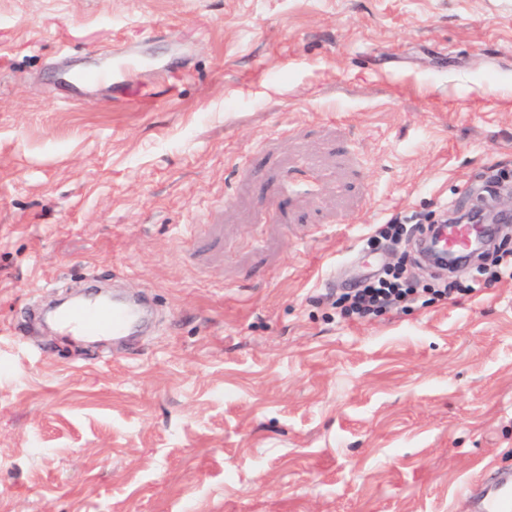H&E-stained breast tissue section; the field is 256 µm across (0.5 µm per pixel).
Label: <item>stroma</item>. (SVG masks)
Listing matches in <instances>:
<instances>
[{
  "label": "stroma",
  "instance_id": "1",
  "mask_svg": "<svg viewBox=\"0 0 512 512\" xmlns=\"http://www.w3.org/2000/svg\"><path fill=\"white\" fill-rule=\"evenodd\" d=\"M142 65L73 101L63 60ZM512 181V0H0V512H470L512 279L366 320L394 217ZM153 324L27 322L92 281ZM406 224L401 220H390L387 224L380 225L377 229L376 235L370 236L366 239V248L368 250H375L380 240H390L398 242L407 234L408 229Z\"/></svg>",
  "mask_w": 512,
  "mask_h": 512
}]
</instances>
